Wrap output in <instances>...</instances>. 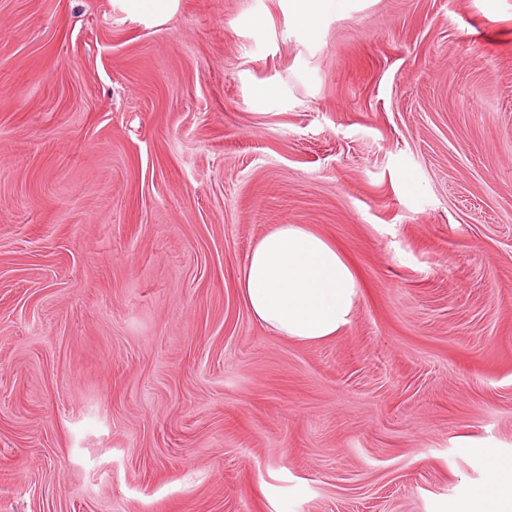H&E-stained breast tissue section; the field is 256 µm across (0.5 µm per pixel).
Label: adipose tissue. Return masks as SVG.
Returning <instances> with one entry per match:
<instances>
[{"mask_svg": "<svg viewBox=\"0 0 512 512\" xmlns=\"http://www.w3.org/2000/svg\"><path fill=\"white\" fill-rule=\"evenodd\" d=\"M240 293L259 325L314 342L336 336L351 320L357 279L335 247L297 224H279L247 256ZM492 484L452 512H512V463L491 460Z\"/></svg>", "mask_w": 512, "mask_h": 512, "instance_id": "obj_1", "label": "adipose tissue"}]
</instances>
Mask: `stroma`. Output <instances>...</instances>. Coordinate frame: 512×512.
<instances>
[{
  "instance_id": "1",
  "label": "stroma",
  "mask_w": 512,
  "mask_h": 512,
  "mask_svg": "<svg viewBox=\"0 0 512 512\" xmlns=\"http://www.w3.org/2000/svg\"><path fill=\"white\" fill-rule=\"evenodd\" d=\"M263 86L273 87L267 97ZM278 224L359 284L261 327ZM512 460V0H0V512H449ZM340 1L343 0H294L296 20L307 34H312L322 14L341 5ZM239 288L259 325L285 338L336 336L351 320L357 279L336 248L297 224H278L247 256Z\"/></svg>"
}]
</instances>
